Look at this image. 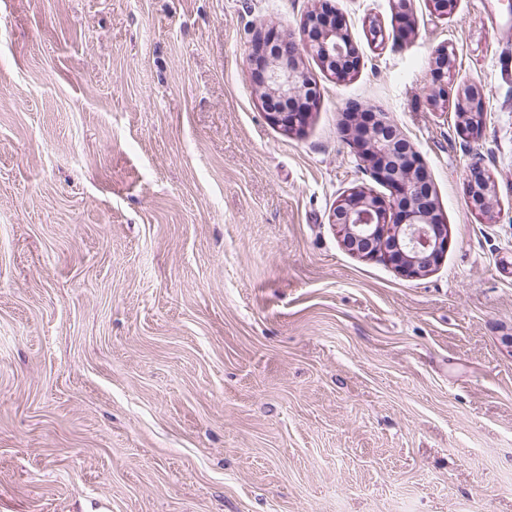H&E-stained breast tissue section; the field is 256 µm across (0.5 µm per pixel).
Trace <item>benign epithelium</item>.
<instances>
[{
	"label": "benign epithelium",
	"instance_id": "obj_1",
	"mask_svg": "<svg viewBox=\"0 0 512 512\" xmlns=\"http://www.w3.org/2000/svg\"><path fill=\"white\" fill-rule=\"evenodd\" d=\"M304 50L338 79L355 69L356 47L327 0H320L306 16L300 35H271L257 39L253 46L250 64L263 106L269 119L286 131L306 123L318 96L303 66ZM453 69L452 53L439 50L430 65L432 106L448 101ZM485 96L484 88L476 84L456 91L468 136L480 131ZM360 113L356 104L346 107L344 131L372 178L390 189L393 201L389 206L371 190H355L336 206L333 223L340 227L343 246L350 253L380 257L411 277L421 276L432 270L448 246V225L433 198L429 172L388 114L374 111L364 123L358 120ZM467 193L474 210L488 212L494 185L478 159L469 167Z\"/></svg>",
	"mask_w": 512,
	"mask_h": 512
}]
</instances>
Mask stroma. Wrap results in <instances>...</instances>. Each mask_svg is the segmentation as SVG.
Returning a JSON list of instances; mask_svg holds the SVG:
<instances>
[{"label":"stroma","mask_w":512,"mask_h":512,"mask_svg":"<svg viewBox=\"0 0 512 512\" xmlns=\"http://www.w3.org/2000/svg\"><path fill=\"white\" fill-rule=\"evenodd\" d=\"M360 63L312 54L302 132L249 62L314 0H0V512H512V0H330ZM486 90L479 135L430 62ZM387 113L448 248L352 255L342 130ZM496 184L466 191L472 157ZM454 60L448 49L439 50L430 65V75L433 95L431 104L434 107L446 104L448 101V84L453 77ZM466 186L474 210L487 213L495 189L480 159L471 162Z\"/></svg>","instance_id":"stroma-1"}]
</instances>
